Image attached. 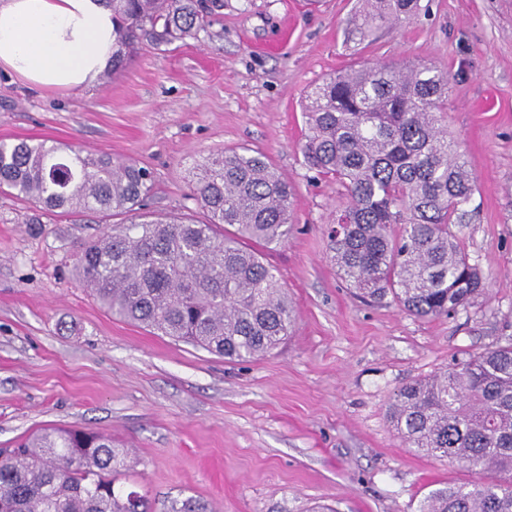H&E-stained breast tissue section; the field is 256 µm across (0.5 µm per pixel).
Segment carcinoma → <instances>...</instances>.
Segmentation results:
<instances>
[{
	"label": "carcinoma",
	"mask_w": 512,
	"mask_h": 512,
	"mask_svg": "<svg viewBox=\"0 0 512 512\" xmlns=\"http://www.w3.org/2000/svg\"><path fill=\"white\" fill-rule=\"evenodd\" d=\"M109 2L114 72L141 39L190 37L220 7ZM418 10L419 0H362L350 37L371 41ZM449 85L432 67L381 63L336 74L311 88L303 105L304 164L345 196L325 229L330 262L364 295H389L417 318L454 316L485 288L454 231L472 223L476 180L444 123ZM152 189V173L131 159L44 141L0 143L1 192L45 213L137 214L76 255V283L112 314L232 360L277 348L295 311L254 246L288 239L292 185L267 156L243 148L197 174L192 193L204 222L139 213ZM388 419L412 451L488 474L479 485L431 490L420 512H512V343L405 385ZM0 455V512H155L145 495L118 484L129 451L109 435L51 426ZM163 512L208 508L174 498Z\"/></svg>",
	"instance_id": "cac0c4a2"
}]
</instances>
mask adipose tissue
<instances>
[{
    "label": "adipose tissue",
    "mask_w": 512,
    "mask_h": 512,
    "mask_svg": "<svg viewBox=\"0 0 512 512\" xmlns=\"http://www.w3.org/2000/svg\"><path fill=\"white\" fill-rule=\"evenodd\" d=\"M113 50L109 0H0V70L36 87L93 86Z\"/></svg>",
    "instance_id": "ef3b65f1"
}]
</instances>
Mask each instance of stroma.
<instances>
[{
    "label": "stroma",
    "instance_id": "1",
    "mask_svg": "<svg viewBox=\"0 0 512 512\" xmlns=\"http://www.w3.org/2000/svg\"><path fill=\"white\" fill-rule=\"evenodd\" d=\"M210 26L143 41L84 90L0 72V141L51 140L148 167V209L204 220L191 178L213 153L267 155L293 185L294 229L263 252L296 311L271 354L230 361L112 317L74 281L101 227L77 215L30 223L0 195V448L53 424L131 449L156 506L212 512H418L429 491L477 485V468L413 453L387 419L396 393L512 341V0H421L369 43L349 38L357 0H219ZM378 61L447 73L448 131L473 165V223L459 230L486 293L455 316L418 319L356 297L327 258L336 184L313 180L302 101L324 79Z\"/></svg>",
    "mask_w": 512,
    "mask_h": 512
}]
</instances>
